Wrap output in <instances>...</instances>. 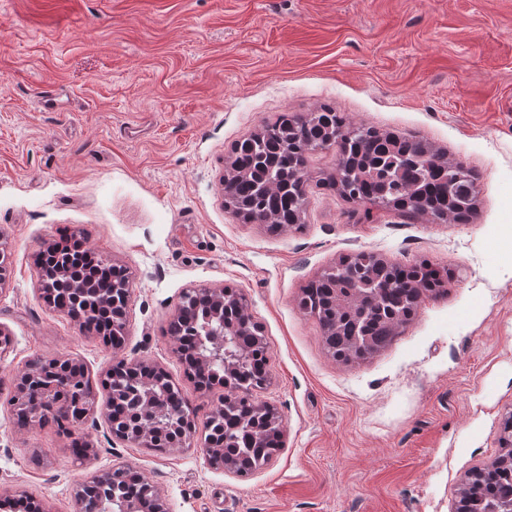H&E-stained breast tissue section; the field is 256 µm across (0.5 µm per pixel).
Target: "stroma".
Returning <instances> with one entry per match:
<instances>
[{
    "label": "stroma",
    "instance_id": "35a3bbf8",
    "mask_svg": "<svg viewBox=\"0 0 512 512\" xmlns=\"http://www.w3.org/2000/svg\"><path fill=\"white\" fill-rule=\"evenodd\" d=\"M323 105L474 169L469 223L347 201L322 183L332 148L311 156L303 225L238 221L232 146ZM74 235L131 276L120 353L39 294L35 252ZM0 250L1 497L74 512L76 485L125 465L167 512H454L512 412V0H0ZM360 250L453 277L390 346L343 362L299 299ZM224 286L268 347L256 397L284 444L267 465L240 476L198 447H133L99 412L68 435L14 425L15 376L56 358L83 365L102 404L116 359L161 366L204 422L223 390L186 376L165 329L184 290Z\"/></svg>",
    "mask_w": 512,
    "mask_h": 512
}]
</instances>
